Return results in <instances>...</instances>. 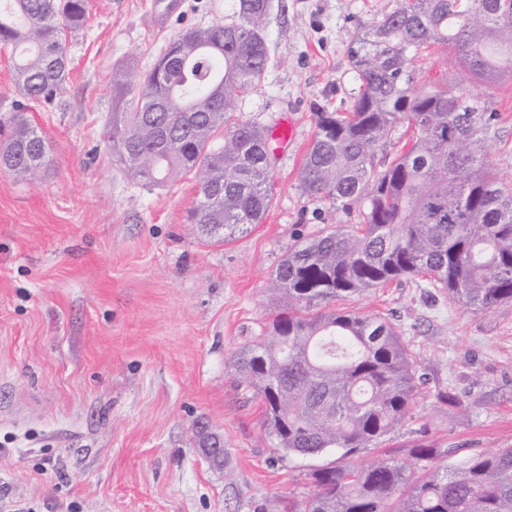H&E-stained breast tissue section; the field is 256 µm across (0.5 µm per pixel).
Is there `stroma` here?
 Wrapping results in <instances>:
<instances>
[{"label":"stroma","mask_w":512,"mask_h":512,"mask_svg":"<svg viewBox=\"0 0 512 512\" xmlns=\"http://www.w3.org/2000/svg\"><path fill=\"white\" fill-rule=\"evenodd\" d=\"M68 37L63 104L30 114L52 164L35 183L0 167V512H288L313 489L314 462L264 437L263 407L231 354L266 334L268 285L289 247L335 224L299 190L317 113L349 111L348 45L391 0H272L270 63L244 117H292L277 151L271 209L234 241L201 237L198 189L133 179L105 138L113 69L145 70L184 30L230 21L237 0H88ZM414 83L466 82L426 51ZM488 161L512 184V77L495 85ZM400 330L428 384L381 453L429 440L471 452L512 447V302L466 312L415 277L338 301ZM224 436L209 468L193 426Z\"/></svg>","instance_id":"obj_1"}]
</instances>
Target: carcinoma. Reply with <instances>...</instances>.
I'll return each instance as SVG.
<instances>
[{"label": "carcinoma", "instance_id": "cac0c4a2", "mask_svg": "<svg viewBox=\"0 0 512 512\" xmlns=\"http://www.w3.org/2000/svg\"><path fill=\"white\" fill-rule=\"evenodd\" d=\"M269 10L270 0H237L234 20L183 31L148 70L112 71L113 156L146 184L194 176L191 223L216 242L249 233L273 202L269 131L241 114L269 64ZM87 12V0H0V47L20 95L0 113V165L22 179L50 165L28 112L64 94L65 38ZM424 49L454 56L485 92L413 85ZM348 56L358 95L348 112L316 113L300 189L357 223L288 250L272 277L282 311L232 364L283 454L340 453L313 470V491L291 512H512V448L448 467L453 449L418 441L403 458L356 461L394 436L426 377L387 318L329 307L415 276L472 313L512 301V185L487 162L492 89L512 73V0H392ZM401 122L415 136L377 163Z\"/></svg>", "mask_w": 512, "mask_h": 512}]
</instances>
